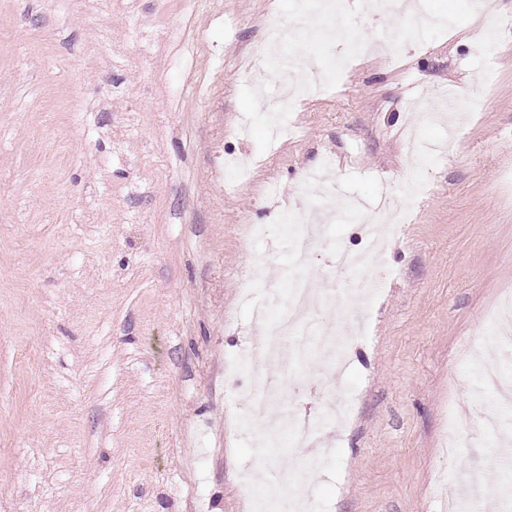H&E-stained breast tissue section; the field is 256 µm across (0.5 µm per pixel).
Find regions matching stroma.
<instances>
[{"mask_svg": "<svg viewBox=\"0 0 512 512\" xmlns=\"http://www.w3.org/2000/svg\"><path fill=\"white\" fill-rule=\"evenodd\" d=\"M270 2L0 0V512H249L246 479L328 512H439L437 479L453 493L482 474L496 499L512 474L475 424L442 452L457 407L499 402L468 343L512 289V0H495L491 53L470 21L393 63L357 56L262 152L238 68ZM447 91L479 111L420 125L433 150L412 157L409 101ZM330 186L338 209L386 195L413 211L370 300L334 271L362 250L358 224H332L306 262L290 249L286 217ZM257 255L335 297L325 330L363 321L342 368L317 353L283 380V407L318 425L302 449L256 450L227 409L255 384L228 363L253 343L240 291ZM331 401L350 407L336 428Z\"/></svg>", "mask_w": 512, "mask_h": 512, "instance_id": "35a3bbf8", "label": "stroma"}]
</instances>
